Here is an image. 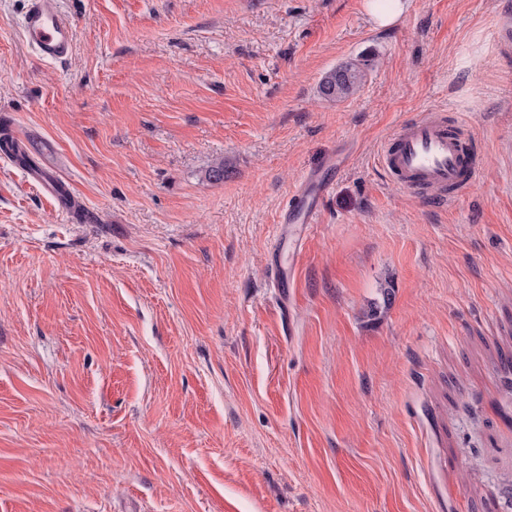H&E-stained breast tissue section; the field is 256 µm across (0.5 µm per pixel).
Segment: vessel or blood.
<instances>
[{
  "label": "vessel or blood",
  "mask_w": 512,
  "mask_h": 512,
  "mask_svg": "<svg viewBox=\"0 0 512 512\" xmlns=\"http://www.w3.org/2000/svg\"><path fill=\"white\" fill-rule=\"evenodd\" d=\"M22 28L28 45L40 58H68L72 25L60 13L57 0H28ZM380 161L407 191L437 201L447 200L452 191L464 193L480 170L474 142L439 114H425L403 123L384 143ZM326 190L324 179L304 176L284 210V223H315Z\"/></svg>",
  "instance_id": "obj_1"
}]
</instances>
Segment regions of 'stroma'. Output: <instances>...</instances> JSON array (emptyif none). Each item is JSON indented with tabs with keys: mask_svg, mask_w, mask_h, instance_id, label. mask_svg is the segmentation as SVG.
I'll use <instances>...</instances> for the list:
<instances>
[{
	"mask_svg": "<svg viewBox=\"0 0 512 512\" xmlns=\"http://www.w3.org/2000/svg\"><path fill=\"white\" fill-rule=\"evenodd\" d=\"M25 8L0 129L89 218L0 153V512H512V0H59L60 63ZM428 112L483 160L448 204L379 163ZM28 45L42 59L66 60L71 52V23L60 13L57 0H28L22 19ZM403 0H367L370 15L377 25L384 27L393 23L404 10ZM367 59L358 56L329 70L319 83V94L329 101H341L354 95L360 88ZM327 188L325 179L305 175L296 194H292L288 201L282 224H316L318 207Z\"/></svg>",
	"mask_w": 512,
	"mask_h": 512,
	"instance_id": "stroma-1",
	"label": "stroma"
}]
</instances>
